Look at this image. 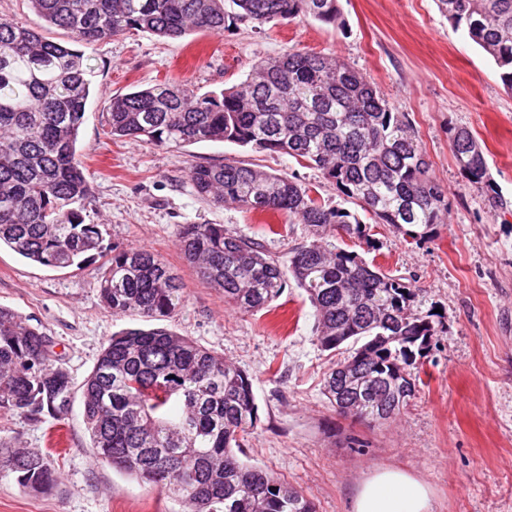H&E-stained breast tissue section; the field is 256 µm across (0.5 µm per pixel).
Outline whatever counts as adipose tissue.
<instances>
[{
    "label": "adipose tissue",
    "mask_w": 512,
    "mask_h": 512,
    "mask_svg": "<svg viewBox=\"0 0 512 512\" xmlns=\"http://www.w3.org/2000/svg\"><path fill=\"white\" fill-rule=\"evenodd\" d=\"M429 486L411 474L396 468L373 469L360 485L352 512H431Z\"/></svg>",
    "instance_id": "obj_1"
}]
</instances>
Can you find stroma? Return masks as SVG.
<instances>
[{"instance_id": "35a3bbf8", "label": "stroma", "mask_w": 512, "mask_h": 512, "mask_svg": "<svg viewBox=\"0 0 512 512\" xmlns=\"http://www.w3.org/2000/svg\"><path fill=\"white\" fill-rule=\"evenodd\" d=\"M342 26L275 20L221 35L194 32L163 39L148 32L86 48L95 70L79 148L92 182L88 223L104 247H144L176 268L186 303L164 325L222 354L252 380L259 421L242 442L245 463L286 480L316 512H350L359 483L377 466L405 470L433 492V512H512V91L498 70L435 0H339ZM337 55L374 82L394 111L405 113L427 153L430 177L448 196L435 236L406 241L386 224L370 240L349 238L383 272L405 277L443 311L423 360L421 385L396 420L371 426L340 416L323 393L324 374L346 350H322L304 292L288 284L268 308L243 314L225 305L183 258V224H221L262 241L275 255L308 239L305 225L283 214L217 206L200 196L191 166L233 159L296 176L334 206L359 214L319 170L285 155L208 141L181 148L108 135L110 100L171 79L199 92L240 83L252 63L289 49ZM482 144L489 184L457 167L455 128ZM505 206L491 210L489 191ZM102 258L83 269H52L0 249V305L26 317L53 340L75 385H82L113 334L130 327L99 300ZM0 439L48 451L60 472L46 494L0 476V512H182L179 503L133 476L93 461L75 401L63 423L32 425L0 412Z\"/></svg>"}]
</instances>
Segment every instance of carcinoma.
Wrapping results in <instances>:
<instances>
[{"label":"carcinoma","instance_id":"cac0c4a2","mask_svg":"<svg viewBox=\"0 0 512 512\" xmlns=\"http://www.w3.org/2000/svg\"><path fill=\"white\" fill-rule=\"evenodd\" d=\"M29 2L71 44L0 15V246L53 269H80L103 249L100 225L83 214L92 189L78 137L93 85L83 48L133 30L177 39L194 30L222 35L240 23L260 29L276 19L343 23L338 0ZM436 2L512 91V0ZM106 121L117 138L176 147L230 142L305 161L374 223L417 243L448 212L406 115L337 55L290 49L256 61L243 82L203 94L160 81L113 97ZM452 150L469 181H486L484 150L469 129L454 131ZM190 180L218 206L288 215L308 227L309 241L284 260L222 224H182L186 262L241 313L268 307L292 279L314 308L321 349L356 345L325 378L332 407L373 426L400 417L422 383L419 365L439 314L423 290L332 242L342 234L367 240L370 227L295 178L238 161L195 165ZM99 292L112 316L132 320L168 318L186 301L178 273L146 248L112 246ZM81 396L92 456L156 486L184 512H316L287 481L238 457L243 435L259 421L252 381L188 337L123 330L103 348ZM74 399L46 332L0 306V412L62 422ZM2 474L29 493L58 482L48 453L0 442Z\"/></svg>","mask_w":512,"mask_h":512}]
</instances>
